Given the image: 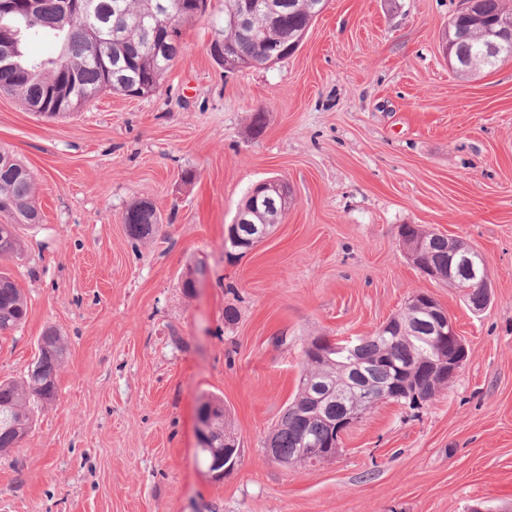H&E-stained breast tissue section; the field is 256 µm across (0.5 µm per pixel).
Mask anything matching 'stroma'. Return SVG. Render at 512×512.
Returning a JSON list of instances; mask_svg holds the SVG:
<instances>
[{
  "instance_id": "1",
  "label": "stroma",
  "mask_w": 512,
  "mask_h": 512,
  "mask_svg": "<svg viewBox=\"0 0 512 512\" xmlns=\"http://www.w3.org/2000/svg\"><path fill=\"white\" fill-rule=\"evenodd\" d=\"M208 3L152 95L47 119L0 93V148L41 214L5 264L29 317L0 339V379L26 377L45 329L68 344L56 400L0 455V512H512V61L457 76L459 0H328L288 60L227 73L208 49L224 0ZM268 177L288 212L237 254L225 230ZM140 200L162 221L134 240ZM403 224L485 255L483 311L408 262ZM416 291L467 344L453 382L418 409L378 404L320 466L269 459L305 343L369 335ZM216 396L242 448L218 481L196 441ZM454 32H455V30H454ZM454 32H453L454 38H451L450 28L448 27V42H446V45H445V53H447V55H448L449 65L452 67L454 64L459 63V61L462 60V61H466L468 63V67H471L474 69L476 67V63L473 59V56L470 55L468 57V46L466 45V44H469L468 34L463 31H456L455 34H454ZM451 51H452V54H451ZM453 61H454V63H453Z\"/></svg>"
}]
</instances>
